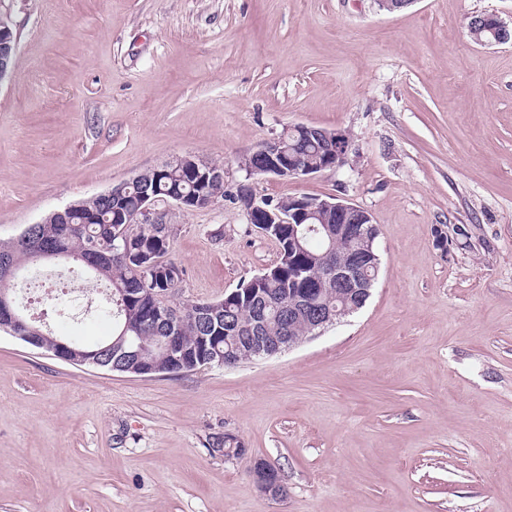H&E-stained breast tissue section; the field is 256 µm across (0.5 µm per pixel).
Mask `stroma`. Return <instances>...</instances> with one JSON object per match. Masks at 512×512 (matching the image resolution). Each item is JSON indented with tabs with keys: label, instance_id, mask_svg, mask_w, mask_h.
<instances>
[{
	"label": "stroma",
	"instance_id": "obj_1",
	"mask_svg": "<svg viewBox=\"0 0 512 512\" xmlns=\"http://www.w3.org/2000/svg\"><path fill=\"white\" fill-rule=\"evenodd\" d=\"M480 13L512 25V0H0V241L194 153L224 198L163 207L178 302L277 263L247 181L366 209L381 258L358 312L231 367L140 377L0 332V512H512V44L474 43ZM294 124L346 131L347 162L247 178ZM100 292L72 281L54 332L107 341ZM16 52V36L0 22V80L4 79ZM254 482L263 494L270 497H279L276 488L279 483L278 474L266 462L258 460L254 462Z\"/></svg>",
	"mask_w": 512,
	"mask_h": 512
}]
</instances>
